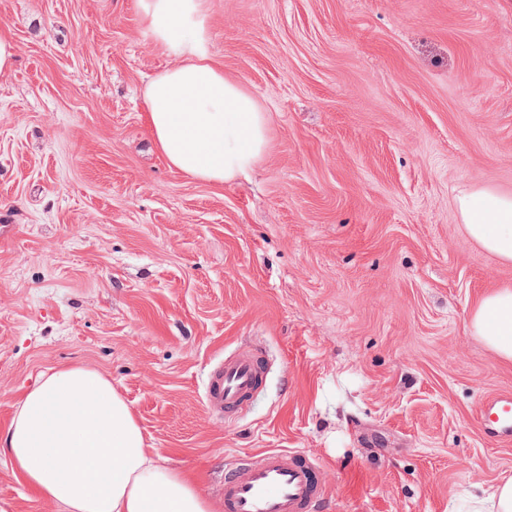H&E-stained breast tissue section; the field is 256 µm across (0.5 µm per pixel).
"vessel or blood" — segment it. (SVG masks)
I'll list each match as a JSON object with an SVG mask.
<instances>
[{
    "instance_id": "vessel-or-blood-1",
    "label": "vessel or blood",
    "mask_w": 512,
    "mask_h": 512,
    "mask_svg": "<svg viewBox=\"0 0 512 512\" xmlns=\"http://www.w3.org/2000/svg\"><path fill=\"white\" fill-rule=\"evenodd\" d=\"M264 366V358L256 352L217 362L207 380L209 407L228 416L237 413L258 391ZM483 426L490 436L512 437L511 392L486 399ZM328 493L319 465L297 450L266 451L257 464L239 457L224 470V512H316Z\"/></svg>"
}]
</instances>
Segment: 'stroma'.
<instances>
[{
	"instance_id": "1",
	"label": "stroma",
	"mask_w": 512,
	"mask_h": 512,
	"mask_svg": "<svg viewBox=\"0 0 512 512\" xmlns=\"http://www.w3.org/2000/svg\"><path fill=\"white\" fill-rule=\"evenodd\" d=\"M210 52L269 114L218 185L156 149L172 63L136 0H0V438L52 369L98 370L160 465L222 512L232 457L299 450L328 512H462L512 477L484 401L512 362L468 328L512 264L458 196L512 194V0H209ZM262 353L258 395L208 409L211 367ZM0 512H62L0 449Z\"/></svg>"
}]
</instances>
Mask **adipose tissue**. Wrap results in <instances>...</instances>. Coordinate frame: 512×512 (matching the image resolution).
Listing matches in <instances>:
<instances>
[{
	"instance_id": "1",
	"label": "adipose tissue",
	"mask_w": 512,
	"mask_h": 512,
	"mask_svg": "<svg viewBox=\"0 0 512 512\" xmlns=\"http://www.w3.org/2000/svg\"><path fill=\"white\" fill-rule=\"evenodd\" d=\"M146 30L175 63L149 83L144 104L159 151L171 167L223 184L247 175L268 148L267 114L209 51L208 0H137ZM467 234L512 262V194L462 193ZM468 326L512 361V286L484 293ZM15 470L63 512H210L182 473L157 464L127 401L95 369L75 365L43 375L26 391L6 430Z\"/></svg>"
}]
</instances>
